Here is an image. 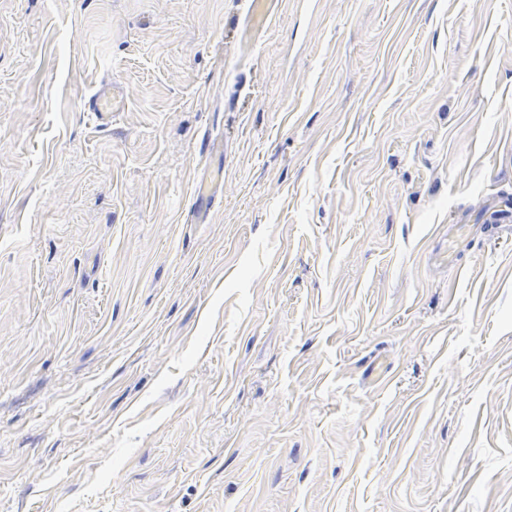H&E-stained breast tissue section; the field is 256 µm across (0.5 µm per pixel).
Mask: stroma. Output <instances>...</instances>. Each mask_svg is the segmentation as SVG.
Wrapping results in <instances>:
<instances>
[{
	"label": "stroma",
	"mask_w": 512,
	"mask_h": 512,
	"mask_svg": "<svg viewBox=\"0 0 512 512\" xmlns=\"http://www.w3.org/2000/svg\"><path fill=\"white\" fill-rule=\"evenodd\" d=\"M244 21L0 0V512H512V0Z\"/></svg>",
	"instance_id": "obj_1"
}]
</instances>
